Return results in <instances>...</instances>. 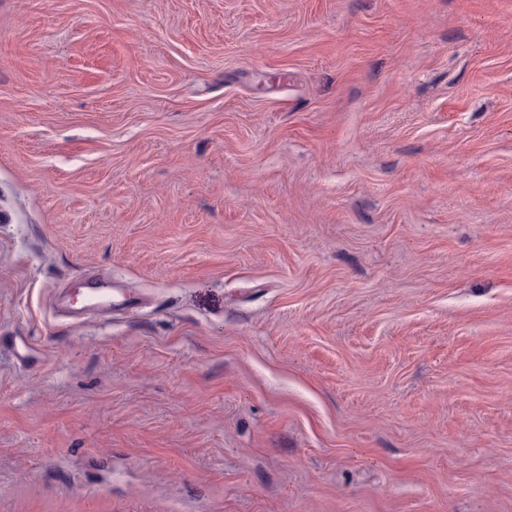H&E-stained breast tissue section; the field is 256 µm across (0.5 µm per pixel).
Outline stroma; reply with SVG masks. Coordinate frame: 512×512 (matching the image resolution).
Returning <instances> with one entry per match:
<instances>
[{
  "mask_svg": "<svg viewBox=\"0 0 512 512\" xmlns=\"http://www.w3.org/2000/svg\"><path fill=\"white\" fill-rule=\"evenodd\" d=\"M0 512H512V0H0Z\"/></svg>",
  "mask_w": 512,
  "mask_h": 512,
  "instance_id": "35a3bbf8",
  "label": "stroma"
}]
</instances>
